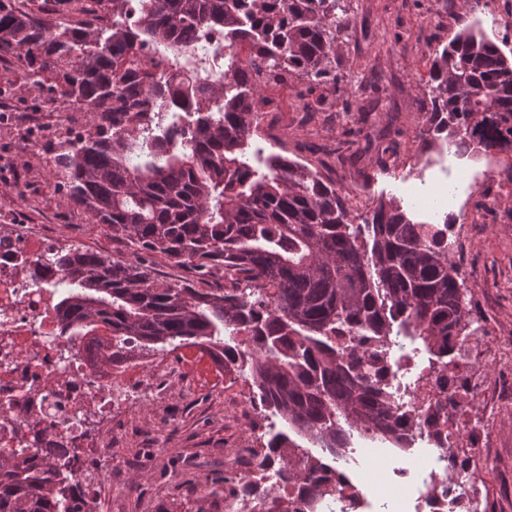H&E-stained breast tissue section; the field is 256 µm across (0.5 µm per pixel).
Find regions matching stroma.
I'll list each match as a JSON object with an SVG mask.
<instances>
[{
    "label": "stroma",
    "instance_id": "35a3bbf8",
    "mask_svg": "<svg viewBox=\"0 0 512 512\" xmlns=\"http://www.w3.org/2000/svg\"><path fill=\"white\" fill-rule=\"evenodd\" d=\"M346 8L350 38L336 71L355 82L380 79L375 120L358 142L360 160L350 162L341 135L347 94L330 83L313 88L297 78L266 86L265 104L282 137L275 145L263 135L257 141L336 181L359 213L377 198L393 197L414 221L425 222L432 214L422 198L447 194L450 211L466 214L460 260L469 269L471 314L488 335L512 340V183L504 171L488 175L485 161L458 157L419 136L432 50L466 22L512 51V0H482L474 12L461 0H348ZM319 97L332 111L303 112V101ZM26 175L35 187L23 198L0 181V207H12L21 222L42 225L54 248L127 255L125 243L88 223L55 187L43 159L29 161ZM154 358L178 372L180 384L172 386L158 373L151 385H134L128 401L113 405L112 484L92 492L94 512H197L204 487H223L225 478L247 466L231 449L264 448L278 422L256 400L248 371L208 358L186 362L178 350ZM498 441L493 512H512V398L501 409ZM430 454L427 448L401 453L370 442L355 457L374 479L384 467H411Z\"/></svg>",
    "mask_w": 512,
    "mask_h": 512
}]
</instances>
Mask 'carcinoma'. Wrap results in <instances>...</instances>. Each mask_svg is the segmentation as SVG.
<instances>
[{"label":"carcinoma","mask_w":512,"mask_h":512,"mask_svg":"<svg viewBox=\"0 0 512 512\" xmlns=\"http://www.w3.org/2000/svg\"><path fill=\"white\" fill-rule=\"evenodd\" d=\"M71 2L35 12L0 0V54L38 88L49 75L52 100L92 116L45 151L56 185L136 260L52 251L62 335L122 358L212 346L249 370L261 406L284 423L270 431L272 452L301 438L336 460L358 430L406 450L400 422L418 424L419 411L381 383L390 336L445 370L450 339L475 333L448 236L456 216L415 222L393 198L355 215L336 183L252 142L265 84L338 82L345 0H98L112 15L104 28L57 21ZM156 46L168 75L148 70ZM376 92L367 82L352 93L347 142ZM421 135L459 157L512 155V57L467 23L432 51ZM151 254L222 270L231 287L158 284ZM79 462L77 449L39 441L0 458V512H72ZM284 466L312 497L329 481L319 459Z\"/></svg>","instance_id":"1"}]
</instances>
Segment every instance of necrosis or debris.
Segmentation results:
<instances>
[{"label": "necrosis or debris", "instance_id": "4bbe7bcc", "mask_svg": "<svg viewBox=\"0 0 512 512\" xmlns=\"http://www.w3.org/2000/svg\"><path fill=\"white\" fill-rule=\"evenodd\" d=\"M50 244L38 226L19 224L12 210L0 211V455L12 456L34 440L50 446L74 445L83 462L73 481L83 492L112 478L105 455L109 436L89 441L86 424L110 413L127 394L128 364L83 357L65 359L69 341L56 316V273L41 274ZM470 340L453 337L449 348L461 362L452 373L415 364L404 339H396L385 384L395 400L430 415L433 405L451 399L455 406L438 421L443 442L423 466L395 469L392 482L412 478L414 512H487L493 479L488 464L496 454V422L503 383L491 367L512 364V347L492 344L485 367L462 359ZM240 490L224 497V512H266L273 498L288 502L303 496V484L282 466L254 456L238 475ZM382 499L354 478L326 487L316 512H380Z\"/></svg>", "mask_w": 512, "mask_h": 512}]
</instances>
